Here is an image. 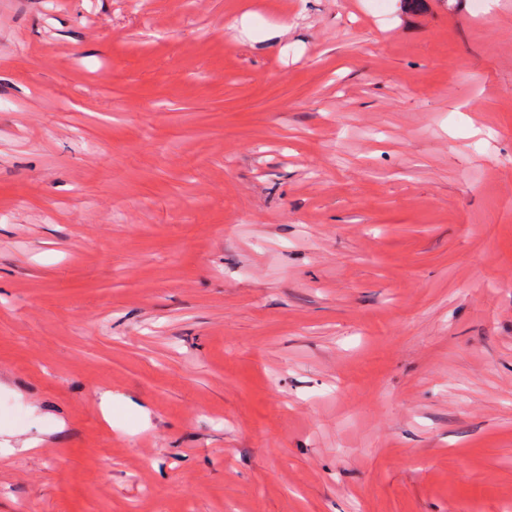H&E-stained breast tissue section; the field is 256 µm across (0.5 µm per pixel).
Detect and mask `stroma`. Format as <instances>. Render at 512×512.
Listing matches in <instances>:
<instances>
[{
	"instance_id": "obj_1",
	"label": "stroma",
	"mask_w": 512,
	"mask_h": 512,
	"mask_svg": "<svg viewBox=\"0 0 512 512\" xmlns=\"http://www.w3.org/2000/svg\"><path fill=\"white\" fill-rule=\"evenodd\" d=\"M0 512H512V0H0Z\"/></svg>"
}]
</instances>
